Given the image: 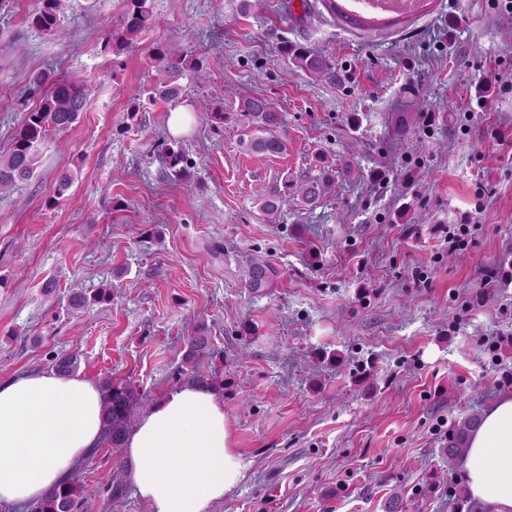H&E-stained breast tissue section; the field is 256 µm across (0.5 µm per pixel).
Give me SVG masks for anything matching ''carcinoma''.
I'll return each instance as SVG.
<instances>
[{"mask_svg":"<svg viewBox=\"0 0 512 512\" xmlns=\"http://www.w3.org/2000/svg\"><path fill=\"white\" fill-rule=\"evenodd\" d=\"M325 8L338 20L352 28L366 27L365 21L356 17L341 6L338 0H323ZM66 0H37L34 10L28 16L29 25L50 36L61 33L62 18L65 15ZM153 24V13L148 0H126L125 10L112 22V30L106 42V48L120 55L132 48L135 38ZM281 54L292 60L297 67L314 77L322 78L331 73L332 65L322 55L304 49H292L284 44ZM152 60L157 71L158 81L150 91L137 90L132 95L133 105L129 118H135L141 107V99L148 101H173L181 92L178 77L185 71L194 70L201 60L192 54L169 45H160L153 49ZM36 86L46 85L50 91L41 99L37 108L27 114L20 129L12 138L7 153L0 155V196L10 192L17 183L30 179L42 141L49 129L66 130L80 119L91 99V92L78 80H58L54 73L42 70L32 77ZM239 111L251 121L262 135L250 142L251 149L262 155L281 154L286 149L283 140L273 133V129L284 123V116L278 112L273 103L263 97H245L241 99ZM165 173L181 180L192 178L191 166L184 152L176 142L162 144L160 151ZM336 175L327 171L321 177L305 181L296 188V196L309 206L318 203L332 186ZM288 201V190L276 191L261 199V207L269 213L278 211ZM280 278L279 270L267 262H254L247 271L245 286L253 293L265 292L276 284ZM112 301V290L102 288L91 296L81 292L73 293L69 304L75 309L90 304H102ZM210 350V336L204 325L196 327L188 340V350L183 362L190 364L193 360ZM80 362V354L71 351L57 358L54 368L62 374L74 372ZM144 400V395L137 387L128 383L105 384L103 398L104 423L103 433L113 452L123 448L124 439L129 428V419L133 407ZM481 422L478 414L466 417L448 439V448L444 453L452 462L463 455L468 448L469 439ZM91 494L78 480H66L53 488L36 503L33 512H87Z\"/></svg>","mask_w":512,"mask_h":512,"instance_id":"cac0c4a2","label":"carcinoma"}]
</instances>
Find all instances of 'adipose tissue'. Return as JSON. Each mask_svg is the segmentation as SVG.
<instances>
[{"mask_svg": "<svg viewBox=\"0 0 512 512\" xmlns=\"http://www.w3.org/2000/svg\"><path fill=\"white\" fill-rule=\"evenodd\" d=\"M102 436V393L79 374H23L0 382V503L35 501L63 482ZM129 475L150 512H207L244 476L211 387L167 395L130 430ZM467 490L484 512H512V397L483 414L463 459Z\"/></svg>", "mask_w": 512, "mask_h": 512, "instance_id": "obj_1", "label": "adipose tissue"}]
</instances>
